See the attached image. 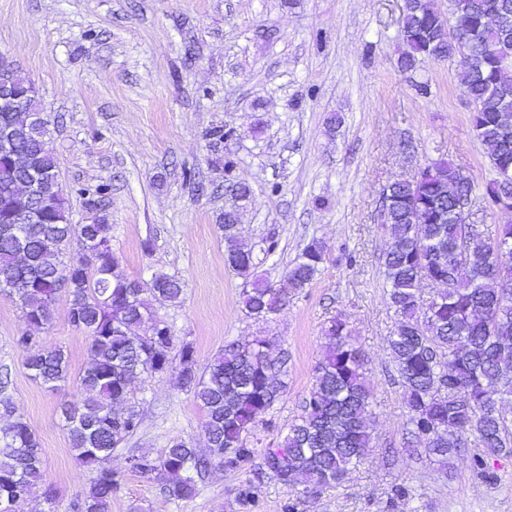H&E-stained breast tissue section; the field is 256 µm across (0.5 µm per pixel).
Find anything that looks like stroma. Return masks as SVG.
Instances as JSON below:
<instances>
[{"instance_id": "1", "label": "stroma", "mask_w": 512, "mask_h": 512, "mask_svg": "<svg viewBox=\"0 0 512 512\" xmlns=\"http://www.w3.org/2000/svg\"><path fill=\"white\" fill-rule=\"evenodd\" d=\"M404 0H0V58L33 83L56 125L46 143L68 191L70 219L90 215L75 190L111 186L106 219L112 250L128 277L179 278V304L155 315L175 344L192 343L199 365L225 345L261 336L288 354L285 391L265 414L251 448L276 446L312 383L326 340L322 326L342 316L369 358L374 395L373 447L345 482L312 495L273 480L255 484L264 512H512V457L488 460L476 476L468 455L440 466L426 454H401L406 427L388 338L396 315L386 301L382 255L390 235L384 185L445 158L475 186L469 223L497 224L479 192L492 175L470 122L473 105L457 77V60L402 70ZM427 83V92L417 89ZM341 117L336 129L329 113ZM233 130L214 144L212 128ZM252 190L239 225L252 246L256 275L279 281L314 239L323 242L321 274L267 320L247 317L245 282L225 262L219 226L228 199L224 155ZM206 177L198 188L186 172ZM325 207H317L316 199ZM277 249L266 254L269 240ZM65 350L71 379L49 391L30 379L14 339L22 332ZM88 340L68 321L66 296L43 327L26 326L0 295V375L15 412L35 431L54 505L32 496L16 512H72L92 478L76 459L59 406L76 390ZM142 417L138 432L112 453L121 475L111 512H241L239 487L250 470L210 471L196 494L176 500L162 481L130 467L132 455H160L181 438L206 450L205 417L181 388L176 369L137 381L129 393ZM400 452L387 464L388 449ZM407 488L404 499L393 486Z\"/></svg>"}]
</instances>
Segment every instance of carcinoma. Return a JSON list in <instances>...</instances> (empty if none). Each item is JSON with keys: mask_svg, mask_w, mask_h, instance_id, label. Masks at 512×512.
Returning a JSON list of instances; mask_svg holds the SVG:
<instances>
[{"mask_svg": "<svg viewBox=\"0 0 512 512\" xmlns=\"http://www.w3.org/2000/svg\"><path fill=\"white\" fill-rule=\"evenodd\" d=\"M453 14L465 34L464 51L448 39L447 20L434 0H406L399 64L413 71L427 61L458 59L459 84L474 105L472 129L495 172L482 186L484 204L494 211L508 198L500 175L512 171V0H453ZM40 112L34 95L24 100L23 111L0 113V124L11 127L14 140L11 167L0 163V294L36 326L51 322L59 292L68 295L69 321L88 338V364L76 378L77 395L61 404V421L76 458L94 471L74 512H111L121 482L107 462L141 425L140 411L125 406L129 389L140 377L163 373L173 364L167 325L155 322L150 336L133 328L153 320L152 301L178 302L183 285L166 274L144 281L118 272L112 225L103 215L108 184L78 189L92 220L71 222L57 163L45 148L51 120L30 118ZM234 167L225 155L224 183L236 187L242 208L251 201V190L233 175ZM425 169L422 178L388 191L384 207L391 242L381 266L397 316L388 352L408 414L403 447L418 443L445 465L472 445L482 449L472 456L473 469L482 473L485 456L512 455V418L501 407L512 397V252L499 249L501 240H512V223L472 232L459 213L461 200L473 193L470 180L443 158ZM33 171L43 177L44 195L31 198L16 192L13 183ZM17 208L38 209V223L20 228L6 223ZM219 229L227 264L250 281L242 307L256 320L267 319L291 293L308 287L325 262L324 246L314 239L272 284L255 275L252 251L239 240L236 214L224 213ZM74 239L82 244L78 257L68 253ZM424 280L447 287L425 299L418 293ZM322 332L328 344L314 366L300 414L276 447L261 453L247 447L246 438L282 397L288 354L272 353L270 340L256 337L224 346L201 369L192 343H182L178 378L205 412L209 456L177 438L157 457L132 456L131 468L163 476L165 492L186 499L195 495L197 478L211 467L250 465L255 480L237 493L244 512H262L253 485L266 478L305 494L339 485L372 448L373 393L368 358L346 321L334 316ZM15 345L33 381L52 391L68 382L63 348H44L38 337L27 334ZM0 410L11 417L0 426V512H14L18 501L37 493L53 502L36 433L15 414L9 398H0Z\"/></svg>", "mask_w": 512, "mask_h": 512, "instance_id": "carcinoma-1", "label": "carcinoma"}]
</instances>
